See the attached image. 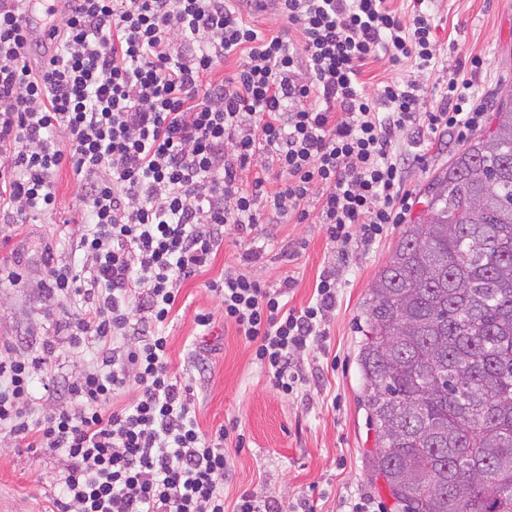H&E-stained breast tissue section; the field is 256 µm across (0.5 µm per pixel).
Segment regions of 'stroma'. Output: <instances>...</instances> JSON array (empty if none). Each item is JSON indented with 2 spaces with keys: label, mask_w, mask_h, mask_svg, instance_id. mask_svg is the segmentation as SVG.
<instances>
[{
  "label": "stroma",
  "mask_w": 512,
  "mask_h": 512,
  "mask_svg": "<svg viewBox=\"0 0 512 512\" xmlns=\"http://www.w3.org/2000/svg\"><path fill=\"white\" fill-rule=\"evenodd\" d=\"M423 8L433 17L437 53L445 64L442 71L418 76L424 85L423 108L436 106L440 86L451 76L495 97L512 90V0H425ZM475 56L489 59V66L472 70ZM455 152L452 145L436 144L421 160L408 162L405 188L414 201L409 219H416L430 181ZM256 208L262 224L244 232L225 227L224 241L206 271L183 285L166 328L170 365L191 386L201 430L234 425L243 436L224 495L231 500L243 490H255L285 507L306 497L316 512H350L352 503L367 495L379 512H397L370 465L374 434L356 358L368 288L403 227L389 225L373 245L344 252L330 244L324 225L276 215L263 198ZM65 218L63 210L41 216L20 234L0 231V261L17 265L20 273L18 284H0V341L11 342L19 354L37 353L45 341H54L61 379L76 372L64 330L65 308L46 298L44 265L32 241L51 237L59 259L81 260L78 227ZM247 247L260 259L243 266L245 272L273 287L292 279L288 298L296 308L312 298L323 267L336 269L338 298L326 322L328 347L300 355L301 379L288 396L272 385L235 328L225 324L220 303L207 288L222 277L225 266L240 264ZM202 311L214 317L210 328L194 322ZM64 464L61 453L15 448L0 433V512H53Z\"/></svg>",
  "instance_id": "1"
}]
</instances>
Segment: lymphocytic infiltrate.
Here are the masks:
<instances>
[{
    "label": "lymphocytic infiltrate",
    "mask_w": 512,
    "mask_h": 512,
    "mask_svg": "<svg viewBox=\"0 0 512 512\" xmlns=\"http://www.w3.org/2000/svg\"><path fill=\"white\" fill-rule=\"evenodd\" d=\"M415 2L407 22L387 0H278L293 42L244 20L236 0H68L46 12L55 48L39 68L23 0H0V223L15 231L56 213L62 168L80 190L82 266L35 244L47 291L68 305L76 408L29 419L32 382L52 389L56 350L28 357L0 342V431L16 448L64 452L57 512H225L230 433L200 429L165 326L225 225L259 223L262 195L300 222L316 199L330 242H370L409 205L400 133L461 146L481 126L487 93L454 78L425 111L416 81L366 89L362 69L378 53L436 65L431 17ZM232 56L234 72L216 77ZM208 288L274 387L293 394L294 357L326 337L335 273L320 274L300 309L287 285L239 267Z\"/></svg>",
    "instance_id": "1"
}]
</instances>
